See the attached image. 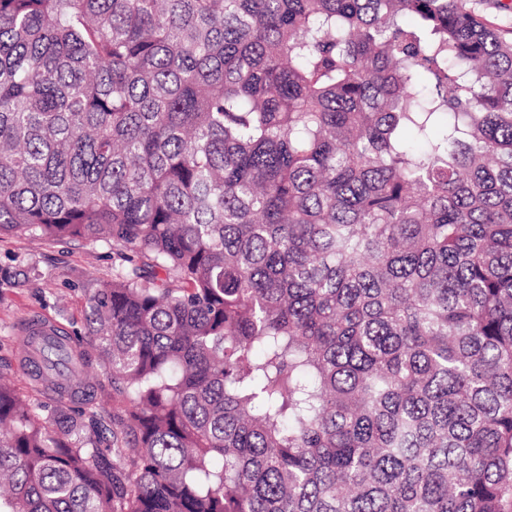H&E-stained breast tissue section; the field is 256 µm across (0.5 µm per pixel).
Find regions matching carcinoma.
Masks as SVG:
<instances>
[{
	"instance_id": "carcinoma-1",
	"label": "carcinoma",
	"mask_w": 512,
	"mask_h": 512,
	"mask_svg": "<svg viewBox=\"0 0 512 512\" xmlns=\"http://www.w3.org/2000/svg\"><path fill=\"white\" fill-rule=\"evenodd\" d=\"M487 0H0V235L105 241L0 382V512H512V37ZM86 355L88 367L86 369L87 379L96 389V396L99 399L98 410L112 427V416H116L125 405V401L112 394V375L105 366L104 360L99 356L96 347L84 344L79 348Z\"/></svg>"
}]
</instances>
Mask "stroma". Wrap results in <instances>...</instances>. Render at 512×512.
<instances>
[{"label":"stroma","mask_w":512,"mask_h":512,"mask_svg":"<svg viewBox=\"0 0 512 512\" xmlns=\"http://www.w3.org/2000/svg\"><path fill=\"white\" fill-rule=\"evenodd\" d=\"M116 249L101 241L46 240L29 235L0 236V268L10 280L0 281V376L25 398L55 406L57 394L35 388L22 361L19 327L26 319L43 317L67 334H83L88 298L95 284L111 279ZM86 376L96 389L104 418L124 406L112 393V376L96 347L83 345Z\"/></svg>","instance_id":"35a3bbf8"}]
</instances>
